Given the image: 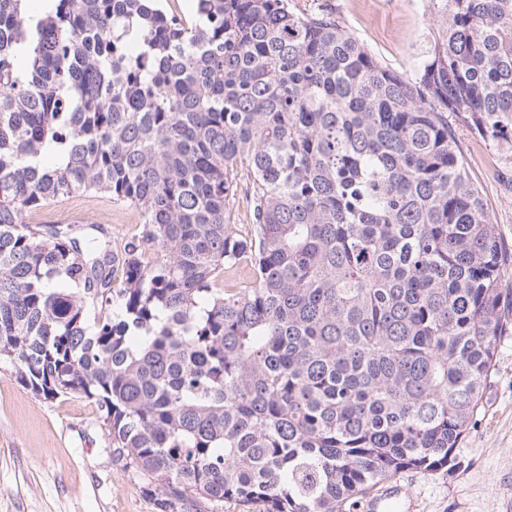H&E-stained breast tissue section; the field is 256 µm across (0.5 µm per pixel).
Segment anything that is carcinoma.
<instances>
[{"mask_svg": "<svg viewBox=\"0 0 512 512\" xmlns=\"http://www.w3.org/2000/svg\"><path fill=\"white\" fill-rule=\"evenodd\" d=\"M21 3L0 0V357L20 383L94 400L158 512H357L455 465L512 324L460 148L512 149V0H430L414 77L288 0ZM76 192L140 232L115 252L29 223Z\"/></svg>", "mask_w": 512, "mask_h": 512, "instance_id": "cac0c4a2", "label": "carcinoma"}]
</instances>
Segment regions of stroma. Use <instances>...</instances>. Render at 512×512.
<instances>
[{"instance_id":"35a3bbf8","label":"stroma","mask_w":512,"mask_h":512,"mask_svg":"<svg viewBox=\"0 0 512 512\" xmlns=\"http://www.w3.org/2000/svg\"><path fill=\"white\" fill-rule=\"evenodd\" d=\"M299 14H332L381 62L416 74L437 19L429 0H290ZM464 165L482 192L504 244L512 249V151L475 133L461 137ZM134 209L104 193H77L40 211L37 223L98 224L120 247L138 233ZM434 475L408 472L399 483L420 512H512V328L502 336L482 406L457 451ZM0 512H156L147 481L112 452L96 404L81 397L46 401L0 359Z\"/></svg>"}]
</instances>
